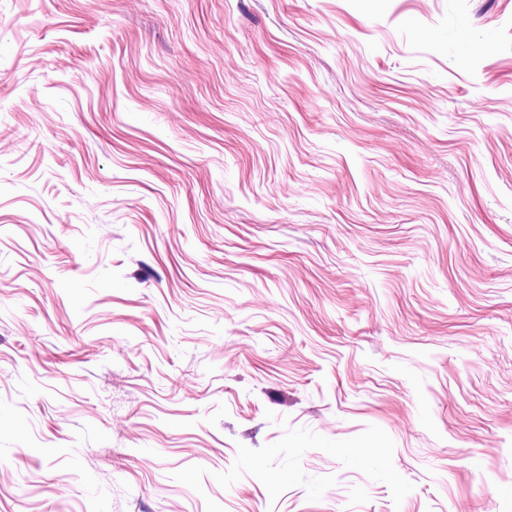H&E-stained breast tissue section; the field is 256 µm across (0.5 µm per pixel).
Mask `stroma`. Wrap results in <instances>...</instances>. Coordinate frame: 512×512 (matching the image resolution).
Wrapping results in <instances>:
<instances>
[{"label":"stroma","instance_id":"1","mask_svg":"<svg viewBox=\"0 0 512 512\" xmlns=\"http://www.w3.org/2000/svg\"><path fill=\"white\" fill-rule=\"evenodd\" d=\"M0 512H512V0H0Z\"/></svg>","mask_w":512,"mask_h":512}]
</instances>
